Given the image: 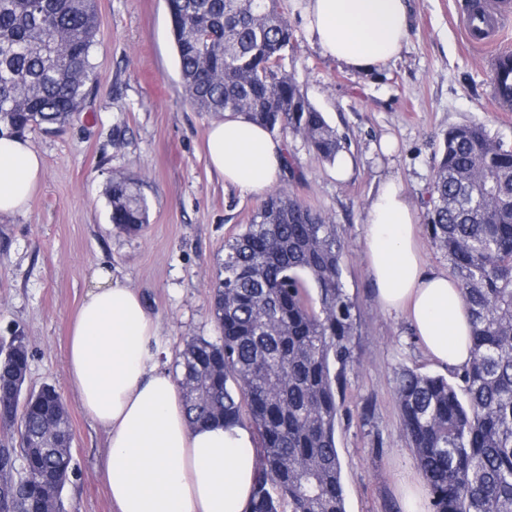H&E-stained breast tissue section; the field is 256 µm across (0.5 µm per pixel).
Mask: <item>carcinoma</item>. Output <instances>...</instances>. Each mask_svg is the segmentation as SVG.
Returning a JSON list of instances; mask_svg holds the SVG:
<instances>
[{
  "mask_svg": "<svg viewBox=\"0 0 512 512\" xmlns=\"http://www.w3.org/2000/svg\"><path fill=\"white\" fill-rule=\"evenodd\" d=\"M187 97L216 118L230 112L303 136L322 159L345 151L323 113L288 74V17L254 0H167ZM94 0H0V133L61 126L97 79ZM111 222L128 234L148 221L131 179L112 181ZM432 242L448 257L472 324V358L451 378L404 369L395 394L402 433L430 512H512V147L484 125L451 128L433 159ZM345 241L329 217L284 189L268 193L228 241L211 310L219 340L180 353L193 425L249 421L259 438L249 512H346L336 447L339 389L353 362L355 303L342 283ZM17 328L0 338V414L17 428L13 467L0 469L10 512H52L46 481L74 473L68 408L55 385L27 393L30 351Z\"/></svg>",
  "mask_w": 512,
  "mask_h": 512,
  "instance_id": "obj_1",
  "label": "carcinoma"
}]
</instances>
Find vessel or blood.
I'll use <instances>...</instances> for the list:
<instances>
[{
	"instance_id": "b4317fda",
	"label": "vessel or blood",
	"mask_w": 512,
	"mask_h": 512,
	"mask_svg": "<svg viewBox=\"0 0 512 512\" xmlns=\"http://www.w3.org/2000/svg\"><path fill=\"white\" fill-rule=\"evenodd\" d=\"M463 35L468 45L486 49L490 78V98L500 111L512 110V44L502 34L512 21V0L490 7L484 0H463Z\"/></svg>"
}]
</instances>
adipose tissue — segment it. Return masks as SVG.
I'll list each match as a JSON object with an SVG mask.
<instances>
[{
	"instance_id": "1",
	"label": "adipose tissue",
	"mask_w": 512,
	"mask_h": 512,
	"mask_svg": "<svg viewBox=\"0 0 512 512\" xmlns=\"http://www.w3.org/2000/svg\"><path fill=\"white\" fill-rule=\"evenodd\" d=\"M305 26L323 55L358 72L396 56L410 34L408 0H300ZM210 167L241 191L271 188L283 143L231 116L214 121ZM44 173L23 135L0 137V215L27 211ZM404 188L384 182L365 223L369 272L382 308L405 313L424 352L441 366L471 360V323L457 283L426 269ZM96 286L69 324L66 377L81 408L107 435L101 477L112 512H246L257 443L241 424L190 425L178 378L161 365L157 316L134 288L99 269Z\"/></svg>"
}]
</instances>
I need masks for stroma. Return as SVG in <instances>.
<instances>
[{
  "instance_id": "35a3bbf8",
  "label": "stroma",
  "mask_w": 512,
  "mask_h": 512,
  "mask_svg": "<svg viewBox=\"0 0 512 512\" xmlns=\"http://www.w3.org/2000/svg\"><path fill=\"white\" fill-rule=\"evenodd\" d=\"M294 32L288 72L309 102L346 137L353 160L347 180L297 134L274 130L291 168L279 184L336 224L348 245L342 281L357 308L355 363L342 387L336 424L346 512H405L409 489L422 487L402 434L394 395L405 367L442 368L421 348L407 319L377 303L367 270L364 223L381 181L401 183L417 214L424 262L449 271L426 227L435 152L448 130L484 124L512 145V118L489 102L484 51L463 41L459 0H409L411 32L402 50L370 75L324 56L307 31L297 0H279ZM102 21L91 60L98 75L80 111L60 127L30 131L44 177L26 213L0 216V333L20 326L29 342L28 382L56 385L71 417L75 473L62 512H112L100 477L106 437L82 411L66 379L69 323L94 272L109 266L136 288L159 317L175 370L187 340H217L212 284L224 247L262 203L208 166L209 113L182 86L165 0H96ZM140 181L149 206L143 230L110 222L112 180Z\"/></svg>"
}]
</instances>
